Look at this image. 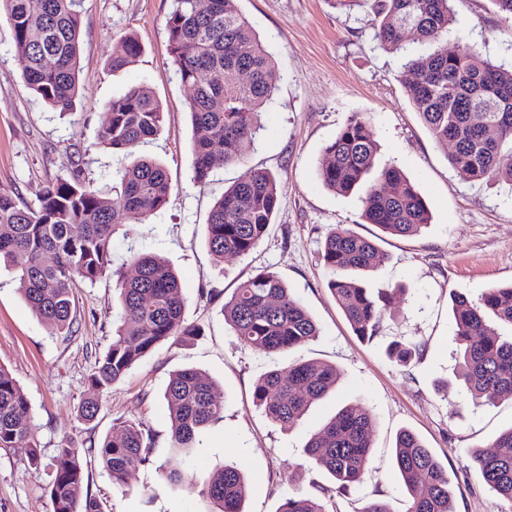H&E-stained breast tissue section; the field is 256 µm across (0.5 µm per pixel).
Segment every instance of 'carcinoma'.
Listing matches in <instances>:
<instances>
[{"label": "carcinoma", "instance_id": "cac0c4a2", "mask_svg": "<svg viewBox=\"0 0 512 512\" xmlns=\"http://www.w3.org/2000/svg\"><path fill=\"white\" fill-rule=\"evenodd\" d=\"M454 0H369L374 38L403 58L414 79L405 84L409 101L440 143L452 145L448 163L464 181L495 180L512 184V67L477 53L455 28ZM81 0H0V15L12 31L16 57L27 89L45 103L67 110L78 89L81 49ZM173 64L192 90L189 112L193 128L205 135L192 145L194 181L207 182L217 161L240 163L261 130L262 108L271 99L272 58L251 22L232 0H173L166 19ZM420 50H407L408 33ZM456 49L448 50V41ZM142 48L125 36L112 53L110 67L133 64ZM163 126L160 101L144 86L112 99L100 145L132 161L112 174L110 190L120 195L116 209L74 167L43 191L35 208L0 196V264L16 268L20 290L38 318L56 335L72 333L75 290L116 278L120 325L112 344L95 363L90 386L102 393L158 345L186 342L199 329L184 321L185 298L179 277L154 254L130 256L136 275L113 265L112 237L131 218L145 221L169 201L171 178L158 161L136 155L141 144ZM379 145L369 122L354 115L325 147L317 174L329 190L345 194L368 181L362 217L389 235L412 236L431 222L415 185L392 163H380ZM280 190L268 171L251 169L224 190L207 219L206 244L212 255L243 256L266 235L279 208ZM321 259L332 273L329 289L355 335L377 336L385 305L358 275L379 261L375 241L336 226L321 246ZM455 339L463 382L474 404L512 400V286L488 289L480 302L452 297ZM224 320L234 335L262 354L285 353L318 335V326L280 276L265 268L242 281L224 303ZM389 357L406 366L417 346L395 342ZM335 366L320 361L290 364L259 379L254 399L272 422L292 429L308 408L336 387ZM171 420V447L161 466L165 488L177 491L184 480L202 482L203 493L219 512H243L246 483L242 472L226 464L213 473H188L184 465L197 453L201 436L224 407L216 383L193 368L176 371L164 394ZM97 398L78 406L81 420L94 421ZM373 417L354 403L341 408L312 432L305 445L307 462L325 470L335 489L321 497L283 495L277 512H341L324 503L358 483L370 459ZM24 447L32 465L40 462L30 404L12 374L0 366V448ZM495 451L468 455L466 469L512 506V426L493 441ZM151 437L140 424L112 425L98 456L116 482L150 461ZM394 464L409 495L406 512H456L448 472L420 438L409 430L395 440ZM84 457L71 446L58 449L50 484L54 512H104L103 503L83 489Z\"/></svg>", "mask_w": 512, "mask_h": 512}]
</instances>
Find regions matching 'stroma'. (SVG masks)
<instances>
[{
    "label": "stroma",
    "mask_w": 512,
    "mask_h": 512,
    "mask_svg": "<svg viewBox=\"0 0 512 512\" xmlns=\"http://www.w3.org/2000/svg\"><path fill=\"white\" fill-rule=\"evenodd\" d=\"M234 5L272 56L277 90L245 162L217 165L203 187L195 184L191 167V91L175 71L166 30L172 0H82L78 95L66 113L26 88L11 30L0 16V195L37 206L44 189L76 165L98 188L109 189L113 170L126 159L98 142L107 105L132 86H146L165 116L160 135L142 151L166 167L172 191L168 204L146 222L119 227L113 257L119 264L135 252L165 258L180 276L186 322L201 329L190 343L159 345L134 365L104 394L97 419L87 423L77 407L91 393L96 358L112 343L118 319L114 283L105 277L77 288L73 333L57 336L23 300L14 273L0 269V365L30 402L41 455L36 469L27 449L0 448V512H53L49 486L58 448L98 447L119 419L139 423L152 438L153 453L122 484L99 460L89 463L84 487L103 501L106 512H213L214 503L194 479L174 495L159 486L157 468L171 440L164 391L183 368L215 380L224 403L222 418L204 433L194 467L237 465L248 482L244 512H276L289 490L314 496L319 488H332L326 471L301 468L303 445L339 408L355 402L374 418L371 461L361 482L341 495L342 512H361L372 498L406 512L392 459L403 429L415 432L446 468L456 512H504L495 491L464 465L471 451L489 450L512 426V402L472 404L459 379L451 296L475 300L487 288L512 285V189L456 176L446 146L435 141L404 92L400 58L373 41L363 5L347 10L333 0H234ZM455 10L469 44L512 65V21L497 13L491 0H456ZM129 33L143 52L132 66L112 71V53ZM355 114L370 121L382 157L394 161L422 192L431 222L417 235L382 234L362 221V193L339 195L319 181L324 147ZM251 168L277 177L280 206L252 253L217 261L206 245L209 211L225 187ZM339 224L376 240L384 255L368 281L393 294L371 343L353 334L328 289L331 274L321 261V244ZM264 267L279 273L319 328L318 336L285 354L254 352L224 321L225 301ZM396 338L420 347L409 367L384 354ZM309 360L335 365L339 382L298 427L283 429L257 406L254 386L270 370Z\"/></svg>",
    "instance_id": "35a3bbf8"
}]
</instances>
